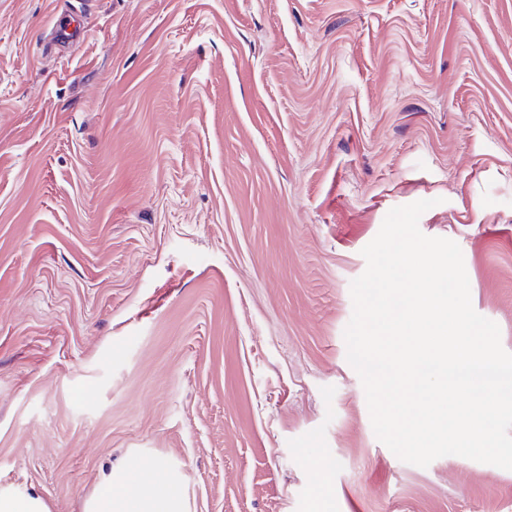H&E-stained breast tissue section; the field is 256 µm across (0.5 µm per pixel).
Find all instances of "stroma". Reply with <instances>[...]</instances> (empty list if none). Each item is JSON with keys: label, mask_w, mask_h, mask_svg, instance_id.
Wrapping results in <instances>:
<instances>
[{"label": "stroma", "mask_w": 512, "mask_h": 512, "mask_svg": "<svg viewBox=\"0 0 512 512\" xmlns=\"http://www.w3.org/2000/svg\"><path fill=\"white\" fill-rule=\"evenodd\" d=\"M427 199L512 352V0H0V487L512 512V471L381 443L347 361L362 250ZM117 487L126 494L115 495ZM83 512H186L183 487L154 464H134L120 473L111 468L84 501Z\"/></svg>", "instance_id": "35a3bbf8"}]
</instances>
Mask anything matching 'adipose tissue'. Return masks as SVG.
<instances>
[{
    "label": "adipose tissue",
    "mask_w": 512,
    "mask_h": 512,
    "mask_svg": "<svg viewBox=\"0 0 512 512\" xmlns=\"http://www.w3.org/2000/svg\"><path fill=\"white\" fill-rule=\"evenodd\" d=\"M83 512H185L183 487L156 465L135 464L103 474Z\"/></svg>",
    "instance_id": "adipose-tissue-1"
}]
</instances>
